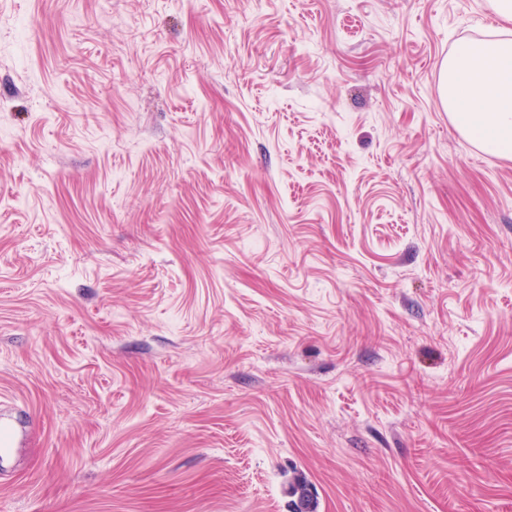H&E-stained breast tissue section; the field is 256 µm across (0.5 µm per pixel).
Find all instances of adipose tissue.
Returning a JSON list of instances; mask_svg holds the SVG:
<instances>
[{"label": "adipose tissue", "instance_id": "1", "mask_svg": "<svg viewBox=\"0 0 512 512\" xmlns=\"http://www.w3.org/2000/svg\"><path fill=\"white\" fill-rule=\"evenodd\" d=\"M441 101L464 135L511 156L512 37L460 45L442 66Z\"/></svg>", "mask_w": 512, "mask_h": 512}]
</instances>
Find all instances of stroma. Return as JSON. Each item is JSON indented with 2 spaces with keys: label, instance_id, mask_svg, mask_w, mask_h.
Returning a JSON list of instances; mask_svg holds the SVG:
<instances>
[{
  "label": "stroma",
  "instance_id": "stroma-1",
  "mask_svg": "<svg viewBox=\"0 0 512 512\" xmlns=\"http://www.w3.org/2000/svg\"><path fill=\"white\" fill-rule=\"evenodd\" d=\"M491 0H0V512H512ZM466 42L441 72V101L457 128L485 150L512 155V35ZM490 69V71H487ZM289 490V494L293 498L290 503L291 512H299L295 508L302 501H307L311 505L312 509L309 512H317L319 505L317 496L314 494L312 485L304 477H294Z\"/></svg>",
  "mask_w": 512,
  "mask_h": 512
}]
</instances>
